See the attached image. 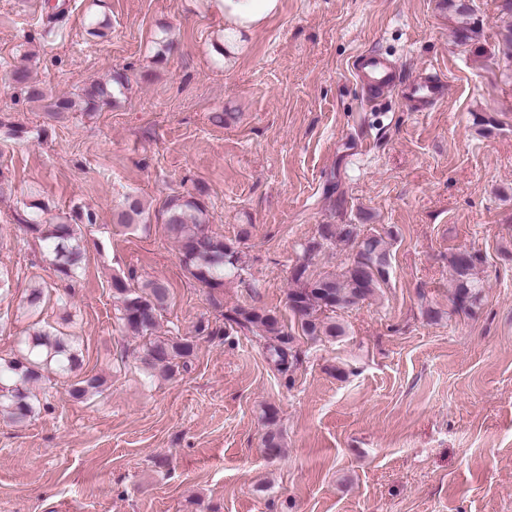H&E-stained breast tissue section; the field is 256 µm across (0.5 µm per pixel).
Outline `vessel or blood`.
I'll use <instances>...</instances> for the list:
<instances>
[{
	"mask_svg": "<svg viewBox=\"0 0 512 512\" xmlns=\"http://www.w3.org/2000/svg\"><path fill=\"white\" fill-rule=\"evenodd\" d=\"M354 69L367 93L373 97L395 88L405 99L426 108L443 99L447 91L443 81L423 75L410 81L402 80L392 62L374 52L360 54L354 62Z\"/></svg>",
	"mask_w": 512,
	"mask_h": 512,
	"instance_id": "b4317fda",
	"label": "vessel or blood"
}]
</instances>
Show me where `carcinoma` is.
<instances>
[{
    "label": "carcinoma",
    "instance_id": "cac0c4a2",
    "mask_svg": "<svg viewBox=\"0 0 512 512\" xmlns=\"http://www.w3.org/2000/svg\"><path fill=\"white\" fill-rule=\"evenodd\" d=\"M128 87V77L120 72L105 84L90 86L75 101L58 99L54 107L67 112L81 102L87 107L109 105L116 94ZM116 221L137 227L151 221L149 208L138 195H128L116 212ZM22 223L26 230L44 243L45 257L57 276L70 280L84 268L86 247L80 225L59 222L48 224L40 211L27 213ZM168 236L178 243L183 267L198 282L216 290L224 287V278L242 276L245 272L239 245L250 235L249 228H240L237 239L226 242L212 233L205 204L195 196H173L165 204L164 219ZM354 245L341 271L316 275L311 272L309 257L331 245ZM391 243L379 233H368L362 224H322L318 237L302 246V261L292 269L294 287L288 290V308L300 328L301 335L314 339H336L346 334L338 312L362 306L379 296L389 280ZM482 256L466 248L448 254L450 273L449 301L453 310L468 315L476 313L484 284L478 277ZM112 297L117 302L119 320L132 334L148 339L142 359L147 371L163 378L173 377L186 369L195 356L196 342L189 338H162L155 335L161 312L170 298L168 284L161 279L145 282L134 288L122 277L112 278ZM249 334L262 342L268 360L278 372L288 374L300 362L296 337L282 329L277 315L255 307L237 306L224 312V334ZM79 363L71 337L52 326L40 328L27 337L24 347L9 358H0V415L21 423L34 414L37 396L35 385L46 375H63ZM104 379L87 376L73 389L78 397L103 393ZM263 418L267 431L263 437L270 457L281 455L282 434L277 428V410L268 406Z\"/></svg>",
    "mask_w": 512,
    "mask_h": 512
}]
</instances>
